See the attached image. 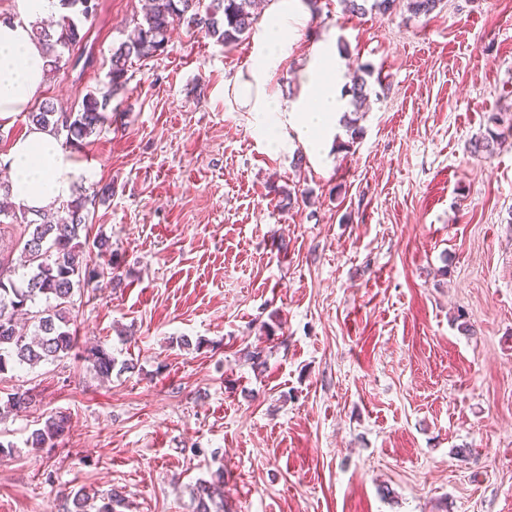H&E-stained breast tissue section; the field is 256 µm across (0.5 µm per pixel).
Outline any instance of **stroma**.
Wrapping results in <instances>:
<instances>
[{
	"instance_id": "35a3bbf8",
	"label": "stroma",
	"mask_w": 512,
	"mask_h": 512,
	"mask_svg": "<svg viewBox=\"0 0 512 512\" xmlns=\"http://www.w3.org/2000/svg\"><path fill=\"white\" fill-rule=\"evenodd\" d=\"M98 2L79 23L93 68L61 67L40 99L70 109L106 84L144 0ZM282 6L265 0L228 46L174 24L74 153L82 186L112 187L88 234L123 274L76 297L79 346L134 368L0 375V512L115 487L127 512H193L191 487L219 469L230 512H512V0L427 16L318 0L264 116L239 88ZM343 44L341 86L349 63L370 71L361 133L334 124L316 152L294 104L316 51ZM493 115L505 138L480 159L470 141ZM18 387L37 402L15 412ZM58 411L63 443L29 447Z\"/></svg>"
}]
</instances>
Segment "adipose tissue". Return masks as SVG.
I'll return each instance as SVG.
<instances>
[{
  "instance_id": "obj_1",
  "label": "adipose tissue",
  "mask_w": 512,
  "mask_h": 512,
  "mask_svg": "<svg viewBox=\"0 0 512 512\" xmlns=\"http://www.w3.org/2000/svg\"><path fill=\"white\" fill-rule=\"evenodd\" d=\"M59 0H15L14 14L0 18V119L25 112L43 88L47 74L46 50L33 34L35 22L60 14ZM279 49L264 54L253 67L250 80L240 87L244 99L257 112L272 111L265 85L280 62ZM336 55L318 50L310 66L306 96L298 110L306 140L320 143L342 111L336 85ZM11 199L15 205L41 210L59 205L70 196L82 169L70 152L46 132L34 130L8 149Z\"/></svg>"
}]
</instances>
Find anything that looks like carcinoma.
I'll list each match as a JSON object with an SVG mask.
<instances>
[{
  "mask_svg": "<svg viewBox=\"0 0 512 512\" xmlns=\"http://www.w3.org/2000/svg\"><path fill=\"white\" fill-rule=\"evenodd\" d=\"M393 0H345L352 15L376 12L384 15ZM440 0H407L414 15H429ZM67 8H75L87 17L96 13L97 0H63ZM257 0H209L200 10V0H150L141 19L125 40L112 49L111 67L105 90L88 91L79 109L62 110L46 101L26 113L28 126L53 135L66 148H77L98 135L108 122L112 98L125 90L132 60L161 54L175 23L205 32L230 45L251 32L258 21ZM37 39L44 42L50 63L49 71L60 68L64 51L81 49L84 64L92 61L87 48V34L80 31L74 18L63 14L52 25H33ZM352 86L355 109H360L368 96L367 81L357 67ZM502 133L492 129L474 139L472 153L477 157L491 155L501 142ZM112 197L106 184L81 192L57 207L31 213L12 206L0 208V224L21 227L13 250L19 252V263L5 258L0 261V374L19 366L34 368L41 363L61 360L78 348L75 322L70 304L75 290L96 289L100 280H119L120 265L112 251L109 238L94 239L97 260L84 259L85 244L81 233L88 229L90 207ZM97 375L112 376L115 360L102 345L93 346L84 355ZM33 402L29 391L18 388L7 395V405L26 409ZM70 428V417L62 412L50 415L44 426L35 429L27 443L33 448H52ZM196 512H224V470L219 469L211 480H201L192 488ZM126 507L121 491L111 489L101 496L96 512H122Z\"/></svg>",
  "mask_w": 512,
  "mask_h": 512,
  "instance_id": "carcinoma-1",
  "label": "carcinoma"
}]
</instances>
